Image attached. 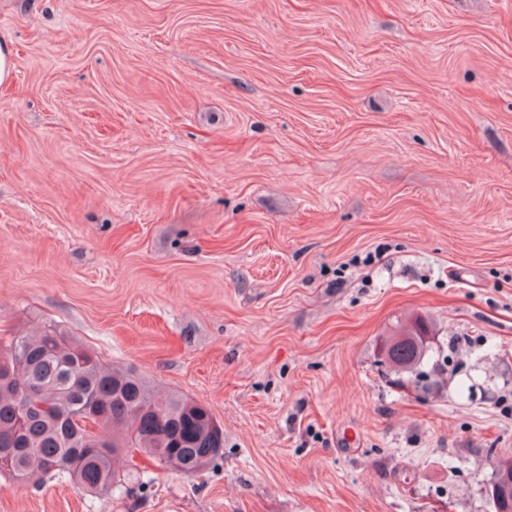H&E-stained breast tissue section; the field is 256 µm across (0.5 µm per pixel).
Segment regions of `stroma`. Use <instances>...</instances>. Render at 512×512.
<instances>
[{
	"mask_svg": "<svg viewBox=\"0 0 512 512\" xmlns=\"http://www.w3.org/2000/svg\"><path fill=\"white\" fill-rule=\"evenodd\" d=\"M0 336L206 405L224 454L0 512H493L512 457V0H0ZM423 314L440 389L379 340Z\"/></svg>",
	"mask_w": 512,
	"mask_h": 512,
	"instance_id": "stroma-1",
	"label": "stroma"
}]
</instances>
